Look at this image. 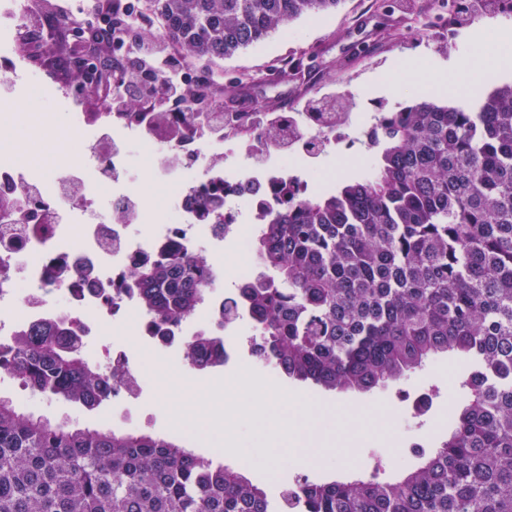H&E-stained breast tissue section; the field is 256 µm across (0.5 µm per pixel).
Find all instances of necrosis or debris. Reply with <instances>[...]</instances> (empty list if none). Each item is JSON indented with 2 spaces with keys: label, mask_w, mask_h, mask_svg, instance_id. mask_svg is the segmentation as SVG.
Here are the masks:
<instances>
[{
  "label": "necrosis or debris",
  "mask_w": 512,
  "mask_h": 512,
  "mask_svg": "<svg viewBox=\"0 0 512 512\" xmlns=\"http://www.w3.org/2000/svg\"><path fill=\"white\" fill-rule=\"evenodd\" d=\"M75 108L79 121L62 122L52 112H5L0 131L25 128L61 160V172H46L17 161L0 148V193L24 208L0 211V342L37 320L62 319L78 335L102 334L136 315L137 336L151 335L150 320L123 288L129 269L170 247L211 258L213 306L172 328L174 342L198 331L217 332L216 315L225 296L226 272L215 258L225 247L248 249L278 210L287 191L306 189L304 155H342L375 127L350 130L346 120L328 125L314 112H231L196 107L192 125L178 112H95L87 101ZM151 156L150 175L167 191L164 208L144 207L127 180L129 137ZM110 182L109 209H101L97 187ZM224 197V233L213 218L191 208L201 193ZM95 363L114 379L112 423L131 417L128 401L138 399L144 377L126 344L102 348Z\"/></svg>",
  "instance_id": "obj_1"
}]
</instances>
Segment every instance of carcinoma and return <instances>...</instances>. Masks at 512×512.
<instances>
[{"instance_id":"cac0c4a2","label":"carcinoma","mask_w":512,"mask_h":512,"mask_svg":"<svg viewBox=\"0 0 512 512\" xmlns=\"http://www.w3.org/2000/svg\"><path fill=\"white\" fill-rule=\"evenodd\" d=\"M341 0H145L183 59L224 58ZM117 0L97 14L114 29ZM66 61L86 49L65 15L47 29ZM367 171L294 196L253 238L263 272L224 302L253 351L291 382L371 391L428 361L462 363L464 404L448 438L395 481L283 486L276 499L171 438L52 425L0 398V512H512V84L473 111L429 101L383 111ZM205 214L224 198L199 197ZM128 291L156 334L205 302V256L169 249L134 265ZM63 323L0 343V370L35 394L96 409L112 381ZM185 364L224 366V336L185 339Z\"/></svg>"}]
</instances>
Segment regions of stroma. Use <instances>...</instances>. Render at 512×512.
Returning a JSON list of instances; mask_svg holds the SVG:
<instances>
[{"mask_svg":"<svg viewBox=\"0 0 512 512\" xmlns=\"http://www.w3.org/2000/svg\"><path fill=\"white\" fill-rule=\"evenodd\" d=\"M436 0H405L403 7L385 9L383 0H342L334 10L304 15L294 20L287 33H274L260 43L234 55L212 61L224 89L220 96L225 110L262 107L278 112L290 107L297 112L311 110L332 98L351 102V125L364 122L378 112L403 100V93L391 87V77L413 60H426L447 67L450 60L467 56L471 41L485 26L512 29V12L491 13L487 25L466 24L444 37L447 18H434ZM128 344L147 376L139 400L133 404L136 427L182 439L174 427L178 415H185L240 438L251 463L242 466L240 456L223 455L225 465L245 467L254 482L267 485L278 494L283 485L298 475L297 456L291 451L263 447V438H274L277 427L257 431L255 422L266 410L269 393L284 401L334 402L355 413L384 410L397 445L382 461L373 455L382 439L357 428L346 436L354 452L343 448L323 451L317 462L318 479L349 475H376L389 481L417 463L416 449L433 451L448 433V425L459 408L461 367L445 359L433 360L425 368L400 382L369 393L313 390L278 379L269 385L266 369L252 357L238 367L190 370L178 351L157 353L151 345L130 338ZM257 385L242 396L235 387L242 374ZM429 395L426 413L415 411L419 396ZM111 404L95 410L51 401L35 415L49 423L77 422L99 425L102 415L111 413Z\"/></svg>","mask_w":512,"mask_h":512,"instance_id":"obj_1","label":"stroma"}]
</instances>
